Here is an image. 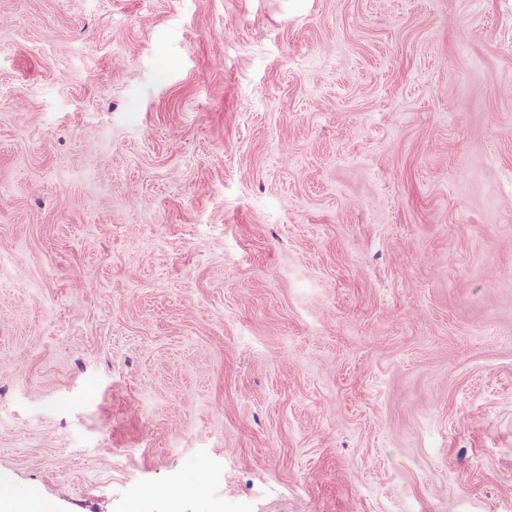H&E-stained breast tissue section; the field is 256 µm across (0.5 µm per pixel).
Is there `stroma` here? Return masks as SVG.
<instances>
[{"instance_id": "obj_1", "label": "stroma", "mask_w": 512, "mask_h": 512, "mask_svg": "<svg viewBox=\"0 0 512 512\" xmlns=\"http://www.w3.org/2000/svg\"><path fill=\"white\" fill-rule=\"evenodd\" d=\"M1 16V474L512 512V0Z\"/></svg>"}]
</instances>
